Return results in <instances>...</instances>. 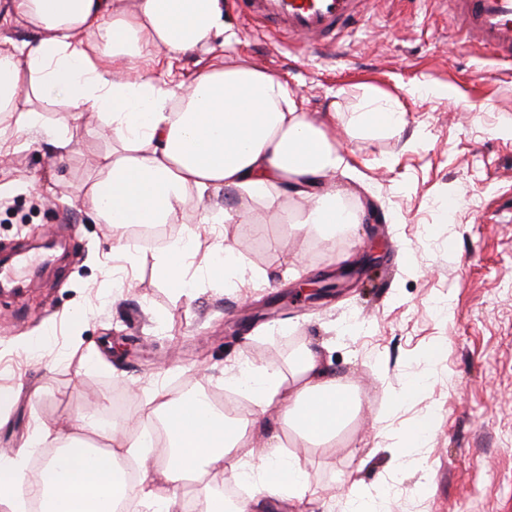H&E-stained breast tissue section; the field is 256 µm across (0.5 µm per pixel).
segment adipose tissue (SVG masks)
I'll use <instances>...</instances> for the list:
<instances>
[{
  "label": "adipose tissue",
  "instance_id": "obj_1",
  "mask_svg": "<svg viewBox=\"0 0 512 512\" xmlns=\"http://www.w3.org/2000/svg\"><path fill=\"white\" fill-rule=\"evenodd\" d=\"M18 22L34 37L21 44L0 38V156L9 154L12 134L46 130L56 155L66 158L69 127L95 113L114 147L79 196L114 237L134 225L176 223L190 202L200 203L197 230L216 240L204 265L230 277L242 258L223 243L221 226L242 222L256 206L307 198L310 206L295 223L315 225L328 237L358 222L326 185L349 166L335 124L299 110L279 77L230 52L187 84L155 76L151 53L171 58L223 36L222 0H0V26ZM47 104L64 107L51 125L42 112ZM354 121L366 130H393L403 114L365 95ZM225 190L235 192L234 206H209V198ZM224 384L246 390L251 416L225 414L202 395L154 392L151 415L163 426V456L115 426L103 431V447L85 453L84 435L92 428L86 418L67 432L35 424L13 455H0V512H26L28 501L44 494L48 512H112L119 498L135 499L144 512H178L183 474L206 476L228 467L251 494L228 503L223 491L202 484L195 494L198 512H265L271 498L303 501L309 486L299 459L283 452L287 437L272 434L256 448L252 435L267 427L274 410L306 443L324 446L356 409L354 394L308 344L283 369L229 367ZM45 443L64 454L28 480L27 461ZM128 457L153 465L156 478L129 484L119 467Z\"/></svg>",
  "mask_w": 512,
  "mask_h": 512
}]
</instances>
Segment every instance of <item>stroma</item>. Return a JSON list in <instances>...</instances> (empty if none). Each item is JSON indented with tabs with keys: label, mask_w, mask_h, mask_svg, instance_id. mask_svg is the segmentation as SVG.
Wrapping results in <instances>:
<instances>
[{
	"label": "stroma",
	"mask_w": 512,
	"mask_h": 512,
	"mask_svg": "<svg viewBox=\"0 0 512 512\" xmlns=\"http://www.w3.org/2000/svg\"><path fill=\"white\" fill-rule=\"evenodd\" d=\"M224 21L234 49L285 81L310 116L350 117L365 90L403 112L396 131L336 129L350 166L330 186L369 223L325 238L280 221L307 200L256 207L246 223L223 227L227 242L250 243L245 286L193 274L192 295H180L157 256L194 230L198 210L157 243L117 240L96 223L77 197L112 145L95 114L72 125L65 160L45 143L15 148L0 165V252L52 234L68 253L33 288L0 295V387L19 391L4 411L0 454L34 423L93 416L119 393L129 407L113 420L135 435L156 386L221 395L225 368L282 364L312 343L360 408L335 444L296 448L309 502L284 497L273 512H346L350 489L384 486L381 512H512V63L460 48L438 0H375L323 53L255 31L233 0ZM376 240L384 248L358 287L264 314L270 298L359 263ZM437 342L446 348L429 387L405 395ZM390 392L405 395L391 418ZM428 411L437 424L425 447L396 455L403 427Z\"/></svg>",
	"instance_id": "stroma-1"
}]
</instances>
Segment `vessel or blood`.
I'll return each mask as SVG.
<instances>
[{"mask_svg": "<svg viewBox=\"0 0 512 512\" xmlns=\"http://www.w3.org/2000/svg\"><path fill=\"white\" fill-rule=\"evenodd\" d=\"M454 19L466 41L495 49L512 58V0H449ZM372 0H240L243 15L259 28L304 39L306 46L325 49L356 25L371 8ZM49 254L19 253L0 267V282L15 288L33 284L37 270Z\"/></svg>", "mask_w": 512, "mask_h": 512, "instance_id": "obj_1", "label": "vessel or blood"}]
</instances>
